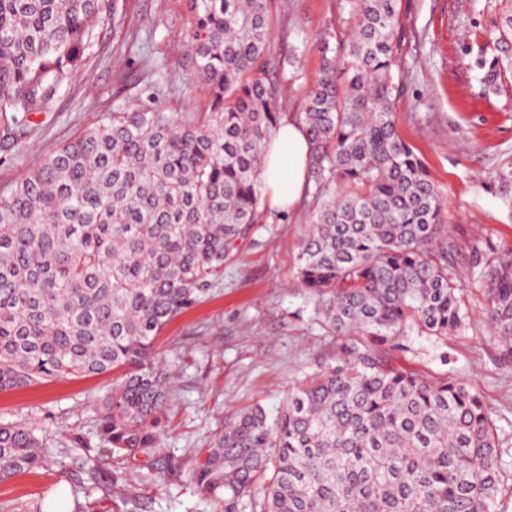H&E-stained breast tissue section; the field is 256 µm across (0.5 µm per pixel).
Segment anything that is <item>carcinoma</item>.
<instances>
[{"mask_svg":"<svg viewBox=\"0 0 512 512\" xmlns=\"http://www.w3.org/2000/svg\"><path fill=\"white\" fill-rule=\"evenodd\" d=\"M396 2L351 0L347 56L317 43L309 171L339 191L315 212L298 282L343 342L275 417L243 411L198 451L192 478L222 512H492L503 486L482 397L394 356L409 332L466 328L459 292L476 269L486 321L512 353V247L460 261L442 194L395 123ZM188 5L204 111L109 112L0 193V392L115 374L100 435L116 454L160 447L172 387L155 341L259 222L262 150L283 118L273 0ZM118 16L117 0H0L4 126L49 111ZM494 27L496 54L476 66L497 89L512 75L499 57L512 13ZM496 182L511 198L512 167ZM54 462L28 425L0 424V482Z\"/></svg>","mask_w":512,"mask_h":512,"instance_id":"carcinoma-1","label":"carcinoma"}]
</instances>
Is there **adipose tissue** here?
Masks as SVG:
<instances>
[{
  "mask_svg": "<svg viewBox=\"0 0 512 512\" xmlns=\"http://www.w3.org/2000/svg\"><path fill=\"white\" fill-rule=\"evenodd\" d=\"M308 153L304 125L298 117H283L262 153L263 194L271 207H291L305 196Z\"/></svg>",
  "mask_w": 512,
  "mask_h": 512,
  "instance_id": "adipose-tissue-1",
  "label": "adipose tissue"
}]
</instances>
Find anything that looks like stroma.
<instances>
[{"mask_svg":"<svg viewBox=\"0 0 512 512\" xmlns=\"http://www.w3.org/2000/svg\"><path fill=\"white\" fill-rule=\"evenodd\" d=\"M500 9L501 0L397 4L395 122L441 190L448 231L465 251L512 247V205L494 181L512 166V77L488 88L467 53L492 44ZM119 12L121 25L97 32L81 74L51 110L29 114L12 137L0 135V192L104 113L141 102L162 112L204 108V88L186 62V0H119ZM354 26L350 0H274V53L300 52L283 84L288 113L302 115L319 77L317 40L348 45ZM150 81L162 86L153 97ZM315 207L311 197L290 210L263 207L223 277L165 326L156 350L175 376V397L162 418V447L128 456L102 443L99 401L111 374L0 392V424H30L57 458L0 482V512H46L60 492L71 512H219L190 476L192 452L253 405L276 414L303 373L336 355L338 339L297 282ZM460 300L468 316L463 331L405 337L396 357L407 369L449 375L480 394L502 441L499 464L511 475L512 357L486 322L483 280H466ZM89 451L99 455L100 473L83 467ZM114 474L122 482L111 483Z\"/></svg>","mask_w":512,"mask_h":512,"instance_id":"stroma-1","label":"stroma"}]
</instances>
